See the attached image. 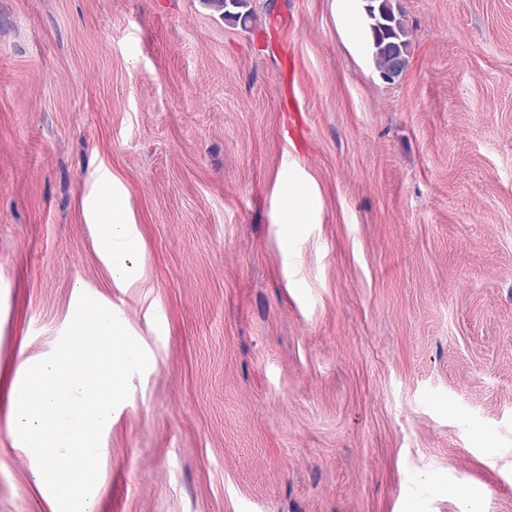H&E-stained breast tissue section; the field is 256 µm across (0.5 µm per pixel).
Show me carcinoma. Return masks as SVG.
<instances>
[{"instance_id": "obj_1", "label": "carcinoma", "mask_w": 512, "mask_h": 512, "mask_svg": "<svg viewBox=\"0 0 512 512\" xmlns=\"http://www.w3.org/2000/svg\"><path fill=\"white\" fill-rule=\"evenodd\" d=\"M224 20L243 24L256 23L257 16L248 7L249 0H205ZM370 49L376 72L386 83L399 80L408 66L409 29L404 11L397 0H365Z\"/></svg>"}]
</instances>
